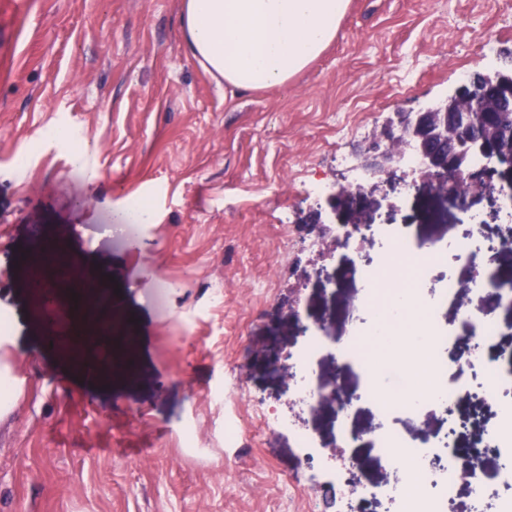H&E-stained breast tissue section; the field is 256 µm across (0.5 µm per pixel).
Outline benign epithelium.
Wrapping results in <instances>:
<instances>
[{
  "label": "benign epithelium",
  "mask_w": 512,
  "mask_h": 512,
  "mask_svg": "<svg viewBox=\"0 0 512 512\" xmlns=\"http://www.w3.org/2000/svg\"><path fill=\"white\" fill-rule=\"evenodd\" d=\"M352 170L369 177L372 188L348 192L334 186L333 209L347 235L370 228L375 189L412 179L430 199L464 201L489 195L487 179L512 188V62L487 69L445 97L416 110L394 112L379 134L355 154ZM60 281L36 277L32 288L44 299L53 297ZM266 367L292 378L287 347L266 360Z\"/></svg>",
  "instance_id": "1"
}]
</instances>
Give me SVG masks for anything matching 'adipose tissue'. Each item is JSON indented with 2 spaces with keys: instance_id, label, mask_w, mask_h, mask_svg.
<instances>
[{
  "instance_id": "adipose-tissue-1",
  "label": "adipose tissue",
  "mask_w": 512,
  "mask_h": 512,
  "mask_svg": "<svg viewBox=\"0 0 512 512\" xmlns=\"http://www.w3.org/2000/svg\"><path fill=\"white\" fill-rule=\"evenodd\" d=\"M350 0H183L191 53L236 90L287 85L335 40Z\"/></svg>"
}]
</instances>
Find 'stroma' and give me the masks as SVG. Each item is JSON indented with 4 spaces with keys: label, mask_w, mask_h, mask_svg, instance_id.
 I'll list each match as a JSON object with an SVG mask.
<instances>
[{
    "label": "stroma",
    "mask_w": 512,
    "mask_h": 512,
    "mask_svg": "<svg viewBox=\"0 0 512 512\" xmlns=\"http://www.w3.org/2000/svg\"><path fill=\"white\" fill-rule=\"evenodd\" d=\"M181 4L0 0V323L10 327L0 356L25 380L0 419V512H326L321 477L292 434L237 402L288 411L293 384L263 357L303 344L317 326L351 342L353 360L331 348L313 366L350 403L345 421L358 439L346 455L365 483L392 479L380 434L433 448L450 433L459 447L482 449L512 406V386L485 389L489 367L512 360V310L444 291L468 279L456 246L473 220L483 239H512L497 200L429 205L397 190L380 201L359 254L340 248L324 263L279 249L285 227L308 236L316 215L330 216L328 200L305 202L311 180L350 177L347 159L388 113L444 97L459 69L473 75L512 55V10L502 0H351L334 42L288 85L238 91L189 51ZM340 123L349 134H337ZM56 127L85 147L84 166L47 137ZM132 196L151 200L152 223L128 213ZM401 235L441 243L416 307L434 309L444 331L465 310L498 328L452 415L429 404L384 416L355 364L373 345L354 329L374 325L391 299L365 271L389 259ZM49 249L87 280L48 305L30 282L56 277ZM79 294L117 305L81 315ZM299 305L306 320L294 315ZM59 316L69 333L106 326L130 337L132 370L115 365L112 349L46 341ZM89 358L97 377L82 370ZM228 420L242 430L230 447ZM188 422L192 448L180 437ZM427 491L451 499L453 512H498L512 500V484L495 480L479 495L464 481L445 494L433 478Z\"/></svg>",
    "instance_id": "stroma-1"
}]
</instances>
